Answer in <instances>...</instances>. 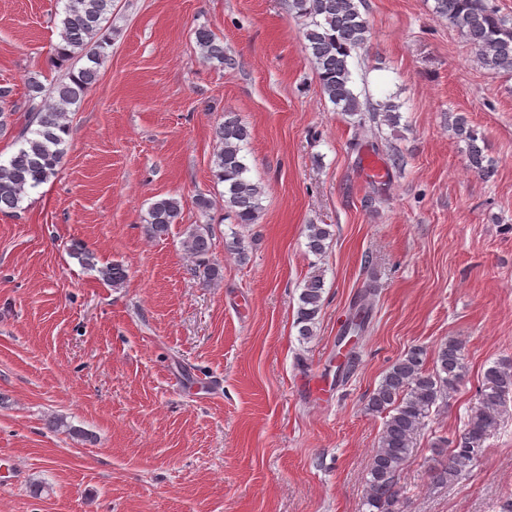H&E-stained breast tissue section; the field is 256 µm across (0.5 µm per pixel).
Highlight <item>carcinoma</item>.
Wrapping results in <instances>:
<instances>
[{
    "label": "carcinoma",
    "instance_id": "carcinoma-1",
    "mask_svg": "<svg viewBox=\"0 0 512 512\" xmlns=\"http://www.w3.org/2000/svg\"><path fill=\"white\" fill-rule=\"evenodd\" d=\"M435 12L448 20L476 52L477 62L496 74L512 77V18L499 14L490 0H434ZM114 0H67L60 20V40L54 48V64L68 66L66 75L47 87L34 73L25 80L27 119L20 128L9 122L15 104L13 88L0 85V133L12 130L20 147L0 164V212L15 213L28 192L59 174L72 134L67 119L69 107L78 103L96 84L106 59L110 40L103 22ZM365 0H291L290 9L300 21L322 93L345 115L370 119L377 125L398 123L399 105L360 99L353 86L352 58L370 40V27L361 8ZM201 58L220 67L232 68L235 59L224 54V43L210 28L194 30ZM83 61L75 67L74 62ZM454 134L467 140V166L487 175L489 166L477 144L478 136L463 117L452 125ZM219 146L214 154L215 177L224 184V218L233 223H257L262 210L264 188L252 182L243 149L250 139L248 127L229 113L216 129ZM181 201L164 197L151 203L148 229L162 237L177 223ZM307 248L315 256L326 252L333 232L327 224L306 225ZM185 253L209 281L221 278L212 263L215 249L210 227L198 225L182 242ZM103 280L120 286L126 269L120 265L101 267ZM324 278L314 273L299 295L297 324L305 338L314 335L322 307ZM371 309L358 305L343 325L342 336L365 335ZM359 364V352L352 348L336 366V382L345 381ZM466 374L462 343L450 339L434 352L423 346L409 348L386 371L367 403V409L384 415L383 430L366 478L359 512H404L401 476L412 455L417 436L427 426L438 402L458 390ZM512 397V362H497L486 369L463 428L454 439L435 443L439 459L431 468L436 484H448L467 472L482 454L484 443L500 425Z\"/></svg>",
    "mask_w": 512,
    "mask_h": 512
}]
</instances>
